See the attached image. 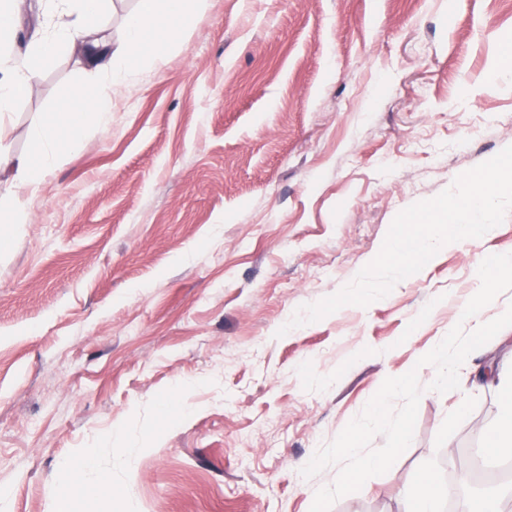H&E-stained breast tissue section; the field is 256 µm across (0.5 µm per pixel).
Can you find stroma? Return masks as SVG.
<instances>
[{
    "mask_svg": "<svg viewBox=\"0 0 512 512\" xmlns=\"http://www.w3.org/2000/svg\"><path fill=\"white\" fill-rule=\"evenodd\" d=\"M23 0L19 46L63 20ZM512 0H206L181 46L117 88L108 128L61 150L0 250V512H52L83 448L112 481L78 512H310L337 467L301 468L388 377L417 370L414 438L331 512H396L401 488L478 458L501 415L417 360L462 320L477 269L512 253V211L368 306L279 335L378 254L396 215L512 145ZM83 79L44 66L0 118L13 154ZM139 449L136 467L118 463Z\"/></svg>",
    "mask_w": 512,
    "mask_h": 512,
    "instance_id": "35a3bbf8",
    "label": "stroma"
}]
</instances>
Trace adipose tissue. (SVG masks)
<instances>
[{"instance_id": "obj_1", "label": "adipose tissue", "mask_w": 512, "mask_h": 512, "mask_svg": "<svg viewBox=\"0 0 512 512\" xmlns=\"http://www.w3.org/2000/svg\"><path fill=\"white\" fill-rule=\"evenodd\" d=\"M69 20L45 38L33 41L26 54L0 75V116L14 110L27 93L41 65L61 54L79 52L88 71L106 72L102 83H89L65 105L50 113L33 131L36 153L14 158L8 152L6 137L0 133V168L15 165L29 184H36L40 173L57 158V150L67 147L77 152L85 129L107 124L112 117L114 87L126 84L134 61L157 59L179 46L190 16L204 0H136L135 9L124 21V35L118 44L104 38H91L101 27L107 0H66ZM497 377L503 388L502 420L498 431L482 446L480 453L493 458L512 453V369H501ZM95 449H83L80 458L67 467L72 493L62 497L55 512H73V497L92 496L110 481L96 470ZM444 488L432 475H424L417 486L404 489L398 512H438Z\"/></svg>"}]
</instances>
